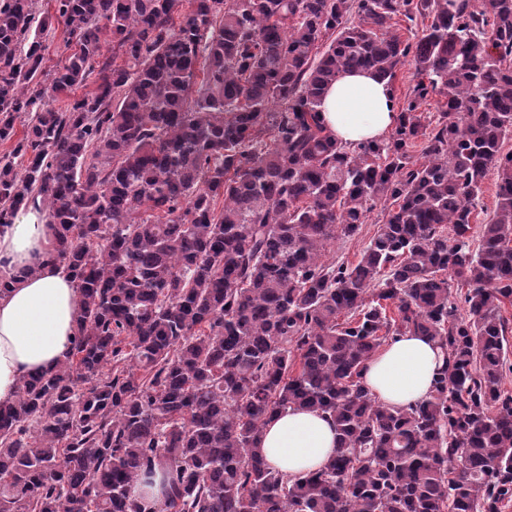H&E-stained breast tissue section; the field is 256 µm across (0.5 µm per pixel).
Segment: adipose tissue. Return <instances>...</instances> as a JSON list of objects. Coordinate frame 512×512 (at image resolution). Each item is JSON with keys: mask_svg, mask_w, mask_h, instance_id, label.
Segmentation results:
<instances>
[{"mask_svg": "<svg viewBox=\"0 0 512 512\" xmlns=\"http://www.w3.org/2000/svg\"><path fill=\"white\" fill-rule=\"evenodd\" d=\"M320 116L345 145L383 140L397 114L385 81L374 72L345 73L330 85ZM47 216L31 207L0 226V277L13 278L0 296V402L13 400L20 379L53 368L71 348L81 295L66 269L50 259ZM428 337L405 334L366 364L364 382L378 400L406 407L425 399L443 364ZM336 426L319 412L288 409L267 422L261 442L267 464L295 475L321 468L336 447Z\"/></svg>", "mask_w": 512, "mask_h": 512, "instance_id": "adipose-tissue-1", "label": "adipose tissue"}]
</instances>
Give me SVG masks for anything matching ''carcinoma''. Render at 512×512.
Wrapping results in <instances>:
<instances>
[{"label": "carcinoma", "mask_w": 512, "mask_h": 512, "mask_svg": "<svg viewBox=\"0 0 512 512\" xmlns=\"http://www.w3.org/2000/svg\"><path fill=\"white\" fill-rule=\"evenodd\" d=\"M54 2L38 19L0 0V142L24 126L0 156V225L45 208L82 310L64 360L0 403V512H502L512 0ZM399 17L425 24L404 40ZM55 18L70 53L48 69ZM408 61L391 136L338 142L325 88L356 69L390 86ZM381 200L396 208L357 263L328 258ZM406 333L444 363L428 398L388 407L362 372ZM290 407L336 424L317 471L260 455ZM158 472L162 499L130 497ZM496 182V171L491 170L484 181L482 193L475 201L474 231L477 230L476 224H485L493 215L496 204Z\"/></svg>", "instance_id": "cac0c4a2"}]
</instances>
